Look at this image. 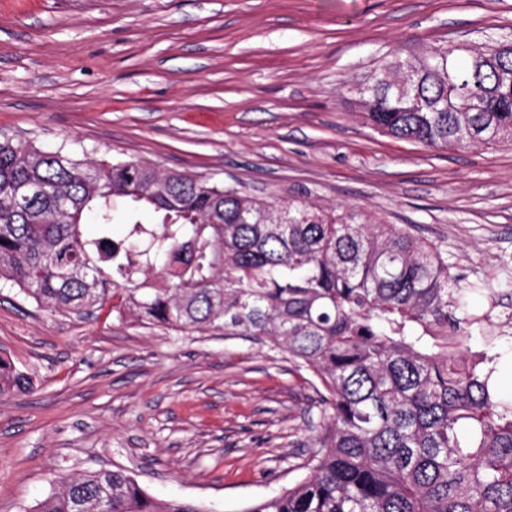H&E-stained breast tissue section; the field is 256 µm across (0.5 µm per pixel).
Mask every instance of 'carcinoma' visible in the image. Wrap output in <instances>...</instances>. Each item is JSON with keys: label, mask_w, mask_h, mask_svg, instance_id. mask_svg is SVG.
I'll return each instance as SVG.
<instances>
[{"label": "carcinoma", "mask_w": 512, "mask_h": 512, "mask_svg": "<svg viewBox=\"0 0 512 512\" xmlns=\"http://www.w3.org/2000/svg\"><path fill=\"white\" fill-rule=\"evenodd\" d=\"M357 93L367 124L398 139L435 149L512 142V54L494 43L387 58ZM116 198L129 209L120 239ZM143 207L157 223L137 219ZM2 280L55 312L108 308L178 331L251 336L313 371L330 398L308 474L246 512H512L505 352L475 305L501 289L460 286L438 247L393 224L4 137ZM32 389L0 356V397ZM56 484L35 512H100L104 498L112 512H203L152 497L118 469Z\"/></svg>", "instance_id": "carcinoma-1"}]
</instances>
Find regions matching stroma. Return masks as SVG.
I'll return each mask as SVG.
<instances>
[{
    "label": "stroma",
    "instance_id": "1",
    "mask_svg": "<svg viewBox=\"0 0 512 512\" xmlns=\"http://www.w3.org/2000/svg\"><path fill=\"white\" fill-rule=\"evenodd\" d=\"M512 35V0H0V132L187 171L259 200L362 207L441 247L464 283L512 282V146L430 149L373 129L383 57ZM0 512L61 472L244 512L306 473L317 377L244 336L37 307L0 283ZM32 389L31 379L18 371L9 359L0 356V397L30 392Z\"/></svg>",
    "mask_w": 512,
    "mask_h": 512
}]
</instances>
